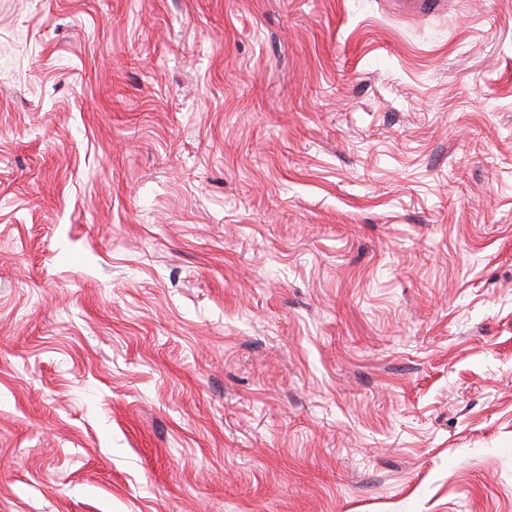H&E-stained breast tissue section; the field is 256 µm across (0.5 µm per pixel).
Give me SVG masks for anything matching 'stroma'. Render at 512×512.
<instances>
[{
	"label": "stroma",
	"mask_w": 512,
	"mask_h": 512,
	"mask_svg": "<svg viewBox=\"0 0 512 512\" xmlns=\"http://www.w3.org/2000/svg\"><path fill=\"white\" fill-rule=\"evenodd\" d=\"M0 512H512V0H0Z\"/></svg>",
	"instance_id": "obj_1"
}]
</instances>
